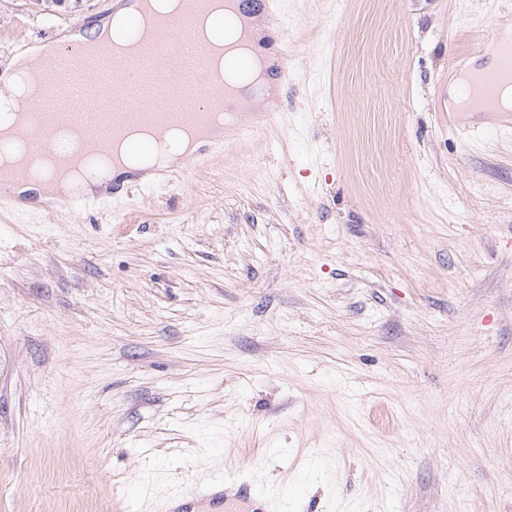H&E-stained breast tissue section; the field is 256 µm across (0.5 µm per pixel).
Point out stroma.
<instances>
[{
    "instance_id": "1",
    "label": "stroma",
    "mask_w": 512,
    "mask_h": 512,
    "mask_svg": "<svg viewBox=\"0 0 512 512\" xmlns=\"http://www.w3.org/2000/svg\"><path fill=\"white\" fill-rule=\"evenodd\" d=\"M115 0H0V69ZM278 121L86 204L0 198V512H512V130L444 112L512 0H280ZM207 502L211 511L223 512L224 505L229 502H243L252 504L249 512H271L267 495L246 481H239L231 476L218 473L211 477L210 484L202 491L195 486L181 492L179 496L170 498L161 508L164 512H197L198 503Z\"/></svg>"
}]
</instances>
